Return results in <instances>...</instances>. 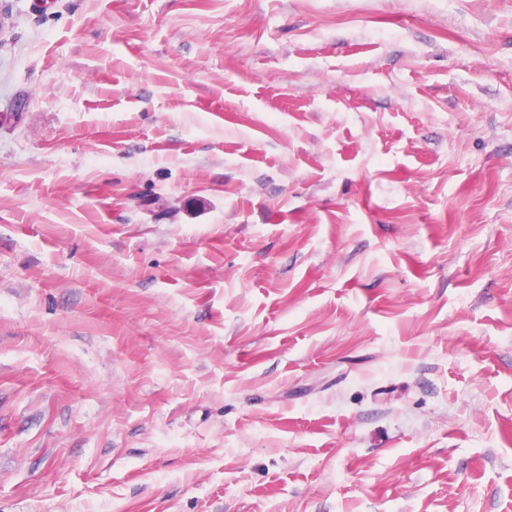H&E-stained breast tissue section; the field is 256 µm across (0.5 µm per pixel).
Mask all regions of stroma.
Listing matches in <instances>:
<instances>
[{"mask_svg": "<svg viewBox=\"0 0 512 512\" xmlns=\"http://www.w3.org/2000/svg\"><path fill=\"white\" fill-rule=\"evenodd\" d=\"M0 512H512V0H0Z\"/></svg>", "mask_w": 512, "mask_h": 512, "instance_id": "1", "label": "stroma"}]
</instances>
